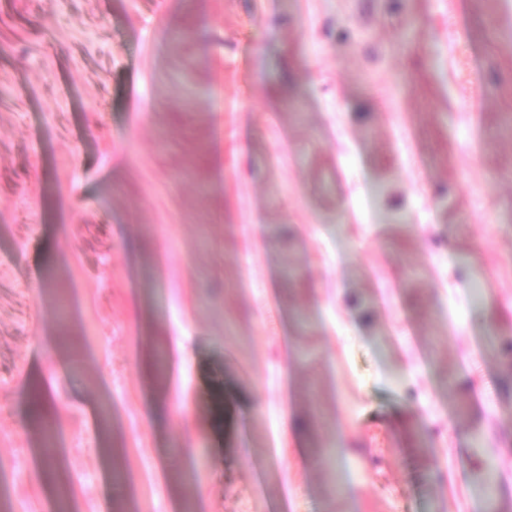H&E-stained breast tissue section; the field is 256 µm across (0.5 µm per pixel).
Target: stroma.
<instances>
[{
	"instance_id": "obj_1",
	"label": "stroma",
	"mask_w": 512,
	"mask_h": 512,
	"mask_svg": "<svg viewBox=\"0 0 512 512\" xmlns=\"http://www.w3.org/2000/svg\"><path fill=\"white\" fill-rule=\"evenodd\" d=\"M62 491L512 512V0H0V495Z\"/></svg>"
}]
</instances>
